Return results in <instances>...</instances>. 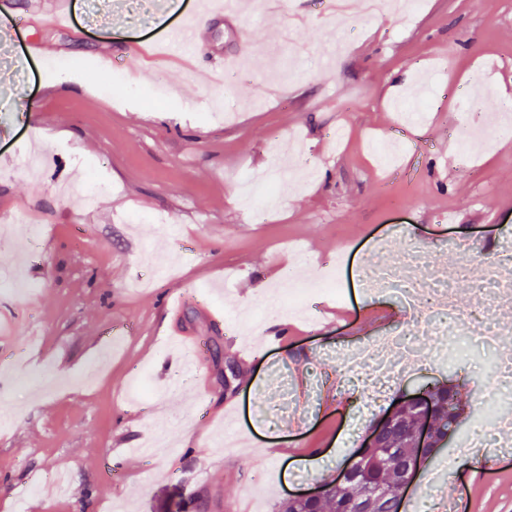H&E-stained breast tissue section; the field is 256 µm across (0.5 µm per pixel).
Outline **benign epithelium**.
Wrapping results in <instances>:
<instances>
[{"instance_id": "7a95c632", "label": "benign epithelium", "mask_w": 512, "mask_h": 512, "mask_svg": "<svg viewBox=\"0 0 512 512\" xmlns=\"http://www.w3.org/2000/svg\"><path fill=\"white\" fill-rule=\"evenodd\" d=\"M431 385H420L414 392L397 397L392 406L383 416L376 421L373 427L365 434L360 443V448L355 450L345 460L336 475L340 478L356 480L365 470V457L360 453L362 448H383L386 440L401 423L403 405L409 401L415 404V421L411 424V444L414 451L404 456H388L384 465H397L401 472V484L408 487L416 479L420 470L432 457L431 448L435 447L438 432L444 429L446 421L439 418L433 400L430 397ZM328 486L319 482L309 489H302L287 494L289 500L318 501L322 499Z\"/></svg>"}]
</instances>
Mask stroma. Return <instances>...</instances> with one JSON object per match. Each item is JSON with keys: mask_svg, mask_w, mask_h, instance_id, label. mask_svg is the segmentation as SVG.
<instances>
[{"mask_svg": "<svg viewBox=\"0 0 512 512\" xmlns=\"http://www.w3.org/2000/svg\"><path fill=\"white\" fill-rule=\"evenodd\" d=\"M219 6L69 0L63 25L36 0H0V512H275L421 382L457 379L461 429L478 423L484 352L405 369L359 416L338 384L342 351L406 313L359 281L378 241L476 275L512 231V134L465 168L440 153L462 86L512 99V0H425L409 21L364 20L349 0H242L231 22ZM193 7L196 45L167 52L158 37ZM136 45L130 64L100 66L105 48ZM227 54L235 67L201 82ZM340 254L342 296L315 298L314 321L271 306ZM172 290L205 341L188 367L162 337ZM251 311L277 321L273 340L235 323ZM151 434L177 453L121 461L114 482L108 449ZM446 495L512 512V456L454 474Z\"/></svg>", "mask_w": 512, "mask_h": 512, "instance_id": "1", "label": "stroma"}]
</instances>
